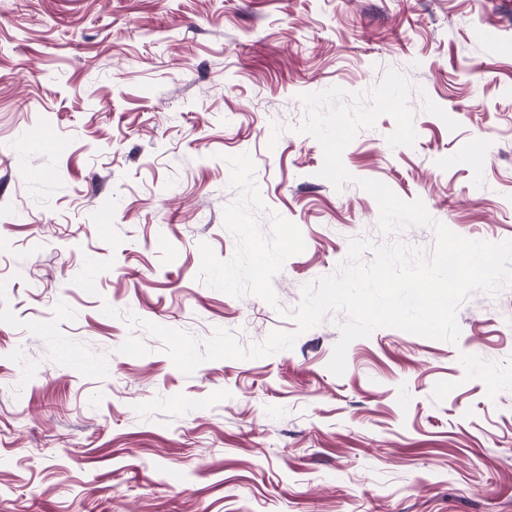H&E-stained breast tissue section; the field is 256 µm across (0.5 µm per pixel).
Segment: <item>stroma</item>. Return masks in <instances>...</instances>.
<instances>
[{"label":"stroma","mask_w":512,"mask_h":512,"mask_svg":"<svg viewBox=\"0 0 512 512\" xmlns=\"http://www.w3.org/2000/svg\"><path fill=\"white\" fill-rule=\"evenodd\" d=\"M390 69L416 142L379 117L335 190L299 96ZM360 178L512 239V0H0V512H512V286L461 304L457 342L355 339L340 376V312L189 376L142 327L248 347L352 238L431 252ZM87 257L115 260L94 296Z\"/></svg>","instance_id":"obj_1"}]
</instances>
